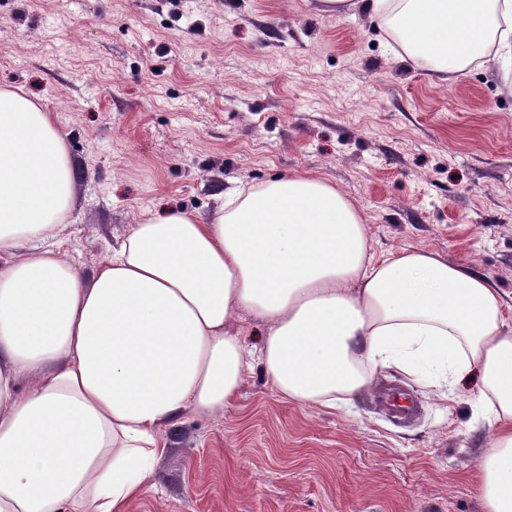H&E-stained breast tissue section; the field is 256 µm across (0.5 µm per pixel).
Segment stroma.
Returning a JSON list of instances; mask_svg holds the SVG:
<instances>
[{
	"label": "stroma",
	"instance_id": "obj_1",
	"mask_svg": "<svg viewBox=\"0 0 512 512\" xmlns=\"http://www.w3.org/2000/svg\"><path fill=\"white\" fill-rule=\"evenodd\" d=\"M361 8L318 0H0V85L51 112L75 168L59 237L84 272L145 211L207 217L290 173L351 197L375 255L420 248L512 299V72L446 79L397 56ZM420 410L372 391L336 410L281 401L252 364L235 405L184 413L128 512H484L491 436L474 397L397 370ZM380 408L390 417L406 422L417 413L414 398L403 387H383L377 394Z\"/></svg>",
	"mask_w": 512,
	"mask_h": 512
}]
</instances>
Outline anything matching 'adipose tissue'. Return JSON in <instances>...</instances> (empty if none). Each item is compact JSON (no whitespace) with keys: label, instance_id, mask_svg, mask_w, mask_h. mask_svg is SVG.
<instances>
[{"label":"adipose tissue","instance_id":"1","mask_svg":"<svg viewBox=\"0 0 512 512\" xmlns=\"http://www.w3.org/2000/svg\"><path fill=\"white\" fill-rule=\"evenodd\" d=\"M319 2L361 4L441 73L512 60V0ZM73 171L50 112L1 87L0 512H124L168 429L232 405L255 361L296 406L348 403L385 369L470 391L492 429L479 496L512 512V322L488 277L424 249L375 257L349 196L299 173L204 219L147 214L88 276L56 241Z\"/></svg>","mask_w":512,"mask_h":512}]
</instances>
